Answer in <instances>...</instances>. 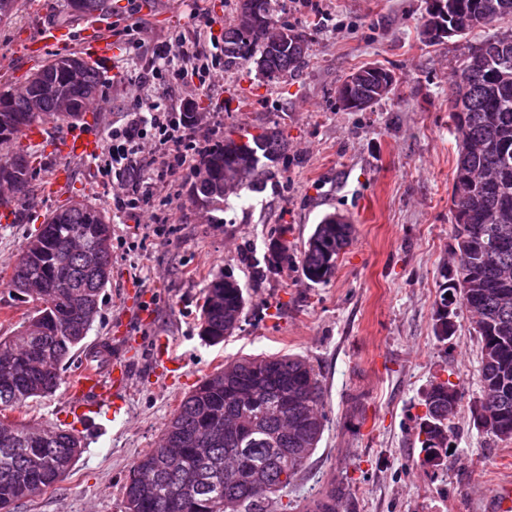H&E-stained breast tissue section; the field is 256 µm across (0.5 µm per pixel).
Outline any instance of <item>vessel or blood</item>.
<instances>
[{"instance_id":"obj_1","label":"vessel or blood","mask_w":512,"mask_h":512,"mask_svg":"<svg viewBox=\"0 0 512 512\" xmlns=\"http://www.w3.org/2000/svg\"><path fill=\"white\" fill-rule=\"evenodd\" d=\"M69 40L64 31L48 27L27 44L28 59L41 58L44 51L68 46ZM62 155L82 158L99 150L96 139L83 134L65 132L58 141ZM129 378L122 358L110 360L101 369L80 367L68 381L70 407L83 417L87 426H94L100 407H110L113 413H120L125 406Z\"/></svg>"}]
</instances>
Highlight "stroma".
I'll use <instances>...</instances> for the list:
<instances>
[{
	"label": "stroma",
	"mask_w": 512,
	"mask_h": 512,
	"mask_svg": "<svg viewBox=\"0 0 512 512\" xmlns=\"http://www.w3.org/2000/svg\"><path fill=\"white\" fill-rule=\"evenodd\" d=\"M116 2L103 17L64 23V0H19L11 22L0 26V86L22 87L32 72L22 50L36 36V18L67 31L73 49L96 27L111 43L110 55L94 61L102 101L77 120L44 117L46 140L30 191L12 204L11 220H0V336L11 335L32 309L5 275L28 238L68 202L112 208V188L91 158L67 159L54 146L70 129L104 139L133 94L128 79L149 60L129 49L116 27L139 22L152 45L175 27L193 33L192 12L204 8L215 18L212 35L220 45L238 7V0H138L134 14L128 0ZM320 7L299 12L291 0L275 2L277 15L309 44L295 75L270 81L240 62L205 91L177 93L178 104L196 102L199 136L221 140L270 127L282 132L287 148L269 164L262 191L227 192L223 223L190 205V182L178 179L158 190L159 197H174L164 236L133 223L113 225L112 273L86 343L106 342L126 356L125 411L116 417L102 408L95 428H86L63 387L16 410V419L74 431L85 448L62 481L18 502L14 512H124L129 470L156 447L180 399L225 361L260 354L306 358L324 391L323 438L295 483L276 495V512H296L302 499L342 476L351 485L342 512H488L497 486L512 481V443L492 442L473 422L480 349L469 317L459 313L448 343L433 331L436 292L455 246L457 144L449 98L466 40L425 45L428 0H320ZM372 65L394 74L393 92L364 112L340 109L338 86ZM61 170L66 187L57 195L50 185ZM329 213L355 227L331 282L307 281L295 258L266 265V243L279 225H289L297 251ZM220 272L240 282L246 304L238 329L211 346L199 336L200 309L205 285ZM144 294L152 303L148 321L132 306ZM159 336L169 339L181 364L171 379L155 364ZM434 379L451 380L462 392L454 449L440 467L423 464L413 429L424 412L422 392Z\"/></svg>",
	"instance_id": "obj_1"
}]
</instances>
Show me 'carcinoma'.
Listing matches in <instances>:
<instances>
[{
    "mask_svg": "<svg viewBox=\"0 0 512 512\" xmlns=\"http://www.w3.org/2000/svg\"><path fill=\"white\" fill-rule=\"evenodd\" d=\"M262 23L244 26L241 19L224 28V66L251 62L265 78L297 73L308 56V42L272 54L265 51L277 30H294L274 14L272 0H248ZM460 35L497 32L462 53L451 95L453 133L458 141L452 205L465 213L453 220L456 245L464 257L455 259V309L471 315L480 345V386L492 394L498 419L487 432L494 441H512V342L494 344L497 336L512 337V44L491 53L505 31L501 20L512 18V0H462ZM80 63L81 80L70 83L66 69ZM350 94L380 101L379 80L390 73L382 66L356 70ZM36 80L22 90L0 89V143L14 140L32 123L47 115L71 117L61 110L68 100L77 113L99 99L102 76L80 56L57 55L32 72ZM40 99V112L30 111L31 97ZM231 137L204 155L199 168L209 178L192 181L189 202L213 212H224V170L239 164L240 148L255 150L251 165L238 186L260 191L266 183L265 161H274L286 149L275 129ZM31 155L16 151L0 158V184L14 188L0 206L25 197L30 189ZM289 227L282 224L269 238L265 261L270 266L288 262ZM354 234V225L336 215L325 216L300 251L306 280L326 284L335 277L341 254ZM112 227L107 214L86 204L67 205L53 212L35 236L29 238L11 268L9 283L18 294L36 302L10 336H0V512L61 481L81 454V438L49 425L12 420L9 413L28 401L52 394L62 383L60 368L87 337L98 313L99 296L109 282ZM440 287L434 303L436 338L448 341L456 327H448L440 307L448 306ZM200 336L209 344L234 333L245 308L244 290L235 278L217 273L203 290ZM461 400L460 389L448 393L429 384L423 392L424 416L415 422L424 452L423 464L435 455L448 456L450 424L455 414L448 403ZM324 399L314 367L294 354L250 356L224 363L203 379L167 422L164 444L143 453L134 462L124 485L125 512H270L279 492L295 481L315 453L325 430ZM236 456L243 465L261 471L265 486L256 488L226 469ZM349 495L342 482L326 484L319 496L297 505L301 512H341Z\"/></svg>",
    "mask_w": 512,
    "mask_h": 512,
    "instance_id": "1",
    "label": "carcinoma"
}]
</instances>
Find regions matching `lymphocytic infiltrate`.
Returning a JSON list of instances; mask_svg holds the SVG:
<instances>
[{"label": "lymphocytic infiltrate", "mask_w": 512, "mask_h": 512, "mask_svg": "<svg viewBox=\"0 0 512 512\" xmlns=\"http://www.w3.org/2000/svg\"><path fill=\"white\" fill-rule=\"evenodd\" d=\"M196 38L173 29L167 40L154 44L150 66L137 81L138 91L127 102L121 124L107 134L93 161L98 173L112 185V216L119 223L150 216L152 231L161 236L172 223V200L156 202L158 186L176 175L193 174L201 154L211 149V138H197L196 120L170 99L171 91L198 84L211 87L224 67L201 43L214 24L207 10H195Z\"/></svg>", "instance_id": "f902f5d3"}]
</instances>
